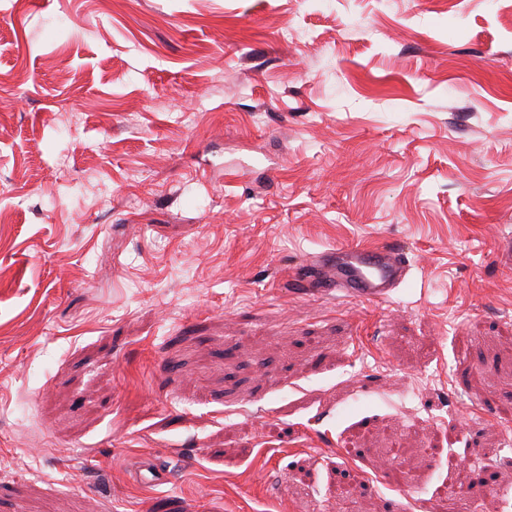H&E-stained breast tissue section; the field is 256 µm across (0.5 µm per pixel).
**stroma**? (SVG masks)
I'll return each mask as SVG.
<instances>
[{
	"label": "stroma",
	"instance_id": "obj_1",
	"mask_svg": "<svg viewBox=\"0 0 512 512\" xmlns=\"http://www.w3.org/2000/svg\"><path fill=\"white\" fill-rule=\"evenodd\" d=\"M504 239L512 0H0V512H512ZM409 269L405 253L393 244L336 245L317 256V263L299 267L294 281L304 287L317 280L314 291L322 296L336 292L380 302L390 298Z\"/></svg>",
	"mask_w": 512,
	"mask_h": 512
}]
</instances>
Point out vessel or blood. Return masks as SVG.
Listing matches in <instances>:
<instances>
[{"instance_id": "vessel-or-blood-1", "label": "vessel or blood", "mask_w": 512, "mask_h": 512, "mask_svg": "<svg viewBox=\"0 0 512 512\" xmlns=\"http://www.w3.org/2000/svg\"><path fill=\"white\" fill-rule=\"evenodd\" d=\"M408 272L405 254L395 245H339L321 253L316 263L299 267L294 280L301 287L315 284L323 296L340 293L380 302L390 298Z\"/></svg>"}]
</instances>
